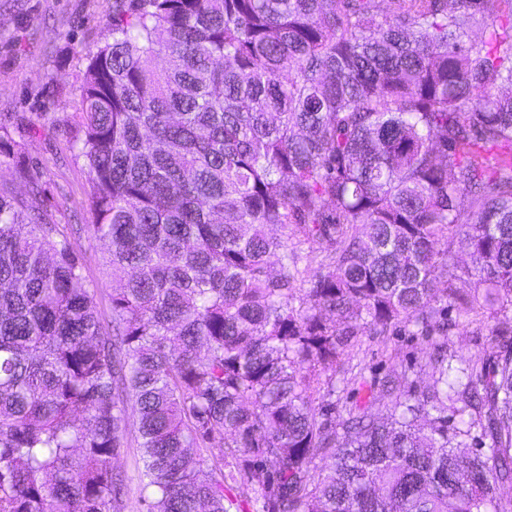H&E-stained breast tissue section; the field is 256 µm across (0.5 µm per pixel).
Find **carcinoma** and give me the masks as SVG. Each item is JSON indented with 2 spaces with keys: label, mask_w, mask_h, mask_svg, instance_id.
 Here are the masks:
<instances>
[{
  "label": "carcinoma",
  "mask_w": 512,
  "mask_h": 512,
  "mask_svg": "<svg viewBox=\"0 0 512 512\" xmlns=\"http://www.w3.org/2000/svg\"><path fill=\"white\" fill-rule=\"evenodd\" d=\"M76 91L118 287L105 327L71 236L0 187V512H122L130 424L147 512H508L512 0H112ZM271 226L326 252L310 287ZM451 306L493 319L490 370L453 366ZM399 325L428 391L318 413Z\"/></svg>",
  "instance_id": "cac0c4a2"
}]
</instances>
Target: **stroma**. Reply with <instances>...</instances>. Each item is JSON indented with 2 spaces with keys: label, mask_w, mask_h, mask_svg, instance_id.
Returning a JSON list of instances; mask_svg holds the SVG:
<instances>
[{
  "label": "stroma",
  "mask_w": 512,
  "mask_h": 512,
  "mask_svg": "<svg viewBox=\"0 0 512 512\" xmlns=\"http://www.w3.org/2000/svg\"><path fill=\"white\" fill-rule=\"evenodd\" d=\"M107 9V0H0V123L22 153L27 177L38 179L42 192L28 194L26 178L8 167H0V184L12 186L29 206L53 214L62 225L93 221L87 170L70 149L68 126L79 108L74 89L88 59L104 44ZM75 246L94 286L98 315L109 322L113 284L104 269L106 247L85 235ZM448 349L464 364L477 366L491 363L494 351L483 323L450 328ZM427 352L426 337L401 328L388 336L366 334L353 360L361 382L336 380L334 392L316 404H335L340 416L358 404L386 417L391 402L380 381L411 367L418 371L416 390H427L431 379L420 370ZM115 464L128 480L123 512H145L135 430H127Z\"/></svg>",
  "instance_id": "stroma-1"
}]
</instances>
